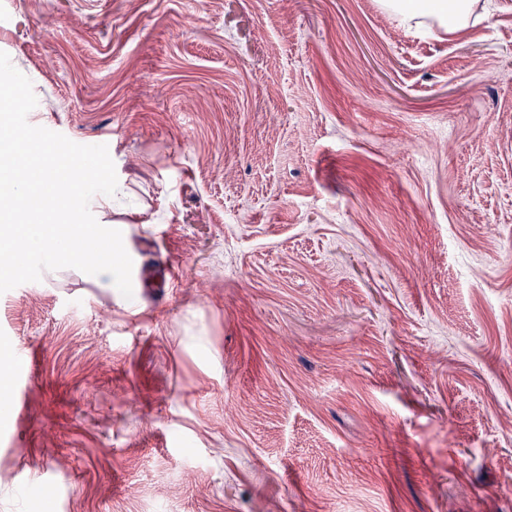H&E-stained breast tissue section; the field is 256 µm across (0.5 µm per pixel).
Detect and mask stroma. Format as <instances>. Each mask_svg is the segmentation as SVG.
<instances>
[{
	"label": "stroma",
	"instance_id": "stroma-1",
	"mask_svg": "<svg viewBox=\"0 0 512 512\" xmlns=\"http://www.w3.org/2000/svg\"><path fill=\"white\" fill-rule=\"evenodd\" d=\"M0 51L139 290L0 294V512H512V0H0ZM442 2L447 1L405 0V3L397 4V7L409 17L422 13H448V32H454L466 24L467 1H448V4Z\"/></svg>",
	"mask_w": 512,
	"mask_h": 512
}]
</instances>
